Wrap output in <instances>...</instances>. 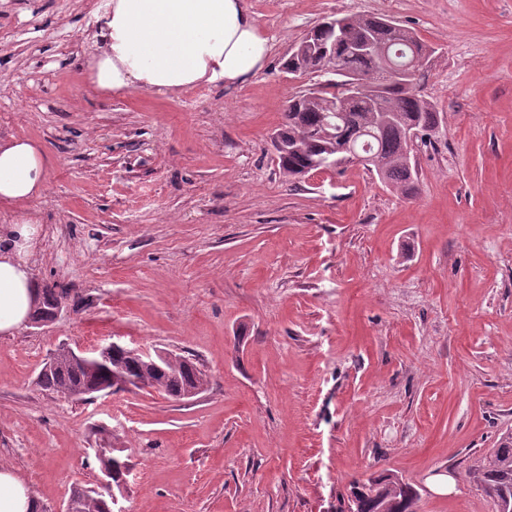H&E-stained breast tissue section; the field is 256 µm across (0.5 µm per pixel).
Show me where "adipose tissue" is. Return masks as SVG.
Listing matches in <instances>:
<instances>
[{"label": "adipose tissue", "mask_w": 512, "mask_h": 512, "mask_svg": "<svg viewBox=\"0 0 512 512\" xmlns=\"http://www.w3.org/2000/svg\"><path fill=\"white\" fill-rule=\"evenodd\" d=\"M92 81L104 93L179 95L199 85L234 86L262 71L271 45L246 0H109L97 22ZM49 157L38 143L0 139V334L26 324L40 290L30 265L38 222L28 212L46 190ZM41 502L0 467V512H40Z\"/></svg>", "instance_id": "adipose-tissue-1"}]
</instances>
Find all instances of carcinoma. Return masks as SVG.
Listing matches in <instances>:
<instances>
[{
    "mask_svg": "<svg viewBox=\"0 0 512 512\" xmlns=\"http://www.w3.org/2000/svg\"><path fill=\"white\" fill-rule=\"evenodd\" d=\"M344 27L331 33L328 21L314 26L297 44L300 51L290 54L283 69L290 75L317 73L323 65L321 48L336 43L343 83L360 81L364 93L342 102L332 132L337 142L315 134L324 121L330 100L336 98L338 83L325 82L292 96L288 101L284 122L273 135L277 164L283 174L299 179L317 169L318 162L336 144L352 142L354 148L368 157L364 168L375 173L387 186L407 196L414 194L418 180L415 165L408 162L407 130L421 134L434 129L440 113L420 94L428 69L419 68L411 77L400 80L388 76V61H407L410 46L421 54L434 55L435 50L414 32L394 20L377 16H344ZM389 47V58L382 48ZM64 292L45 288L40 293L42 308L33 316L46 318ZM125 373L139 379L144 386L155 388L171 399H178L188 385L209 381L208 374L194 362L178 355L163 362L158 369L145 360L120 350L112 354L103 367L84 366L70 361L64 354L49 368L38 374L37 385L44 391L66 395L79 387L107 383L114 373ZM101 472L112 473L116 482L127 476L129 464L117 454H96ZM471 483L493 499L495 505L512 502V434L500 437L496 448L468 471ZM70 496L78 498L79 512H110L111 502L94 491L85 493L82 486L73 487ZM417 490L397 475L381 472L350 486L347 503L341 512H414Z\"/></svg>",
    "mask_w": 512,
    "mask_h": 512,
    "instance_id": "obj_1",
    "label": "carcinoma"
}]
</instances>
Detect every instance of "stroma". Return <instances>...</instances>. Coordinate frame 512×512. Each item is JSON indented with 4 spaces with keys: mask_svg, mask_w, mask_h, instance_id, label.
Wrapping results in <instances>:
<instances>
[{
    "mask_svg": "<svg viewBox=\"0 0 512 512\" xmlns=\"http://www.w3.org/2000/svg\"><path fill=\"white\" fill-rule=\"evenodd\" d=\"M271 45L246 83L91 81L95 0H0V138L39 142L42 328L0 335V464L44 507L130 470L113 512H338L389 470L419 512H495L467 471L512 432V0H247ZM386 16L435 50L440 113L407 197L363 166L283 175L271 135L316 84L281 65L323 18ZM192 358L190 402L35 384L61 344ZM455 481L435 488L437 471ZM115 452H122V450H115L112 452V455H107L103 457L100 453H96V458L100 463L101 472L104 474L105 472L112 473V477L110 478L113 483L116 481L123 479L127 476L129 472V464L127 460L123 459Z\"/></svg>",
    "mask_w": 512,
    "mask_h": 512,
    "instance_id": "35a3bbf8",
    "label": "stroma"
}]
</instances>
